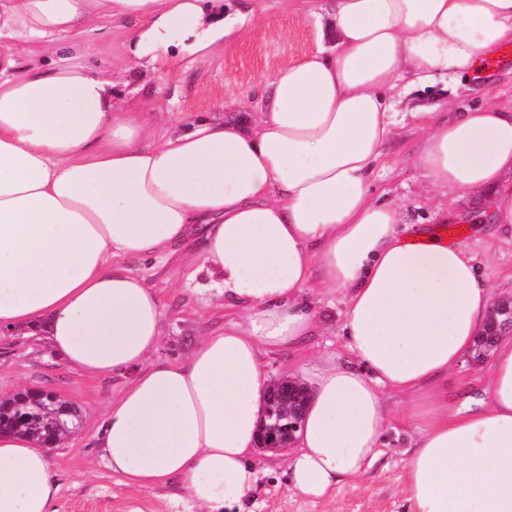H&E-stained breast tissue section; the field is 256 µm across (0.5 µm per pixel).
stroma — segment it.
<instances>
[{"instance_id": "stroma-1", "label": "stroma", "mask_w": 512, "mask_h": 512, "mask_svg": "<svg viewBox=\"0 0 512 512\" xmlns=\"http://www.w3.org/2000/svg\"><path fill=\"white\" fill-rule=\"evenodd\" d=\"M255 22L241 27L225 40L223 54L192 64H178L142 76L135 70L123 75L125 89L135 109L148 112L167 109L186 118L223 109L225 117L251 124L253 93L279 67L302 60L317 46H333L336 35L325 13L326 0H254ZM494 100L512 108V62L475 74L467 87L438 84L401 94L395 101L399 112H432L445 108L461 112ZM424 133L414 126L400 130L386 147L383 167L372 184L376 198L400 205L408 222L437 225L436 199L416 165ZM489 193L463 191L448 202L465 232L458 242L470 249L480 274L503 292L512 290V240L490 236L483 217ZM162 305L161 358L184 356L199 338L223 326L231 310L209 302L194 290L182 268L181 255L166 261L146 260L136 266ZM320 334L307 353L343 352L340 337L343 300L313 293ZM119 380L104 374L87 376L60 361L45 336L24 331L0 335V396L24 389L55 393L77 406L83 425L75 443L64 442L50 450V462L61 489L55 512H175L169 501L171 488L156 487L131 493L120 476L98 461L92 434L101 422ZM409 397L391 395L387 404L394 415L388 445L380 467L330 491L309 499L293 491L282 475L281 456L258 451L256 463L264 476L256 494L254 512H407L402 493L405 464L410 454L411 433L405 421Z\"/></svg>"}]
</instances>
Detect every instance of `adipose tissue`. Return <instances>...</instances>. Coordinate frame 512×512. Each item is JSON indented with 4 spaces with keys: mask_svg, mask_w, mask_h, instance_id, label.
<instances>
[{
    "mask_svg": "<svg viewBox=\"0 0 512 512\" xmlns=\"http://www.w3.org/2000/svg\"><path fill=\"white\" fill-rule=\"evenodd\" d=\"M330 9L334 47L279 68L245 128L137 112L117 90L128 69L223 48L234 21L220 0H0V330L46 332L67 365L121 379L93 445L127 486H173L183 512H232L261 480L264 356L318 335L310 288L343 295L345 354L285 369L310 389L292 488L319 499L373 469L387 394L412 392L409 512H512V338L494 347L476 407L448 400L495 290L466 247L370 192L402 125L398 85L472 77L512 42V0ZM116 18L133 24L128 51L94 66ZM412 118L439 205L491 191L490 221L512 236V111L489 100ZM193 239L201 294L236 316L162 359L160 298L135 265ZM59 492L42 444L0 435V512H52Z\"/></svg>",
    "mask_w": 512,
    "mask_h": 512,
    "instance_id": "1",
    "label": "adipose tissue"
}]
</instances>
